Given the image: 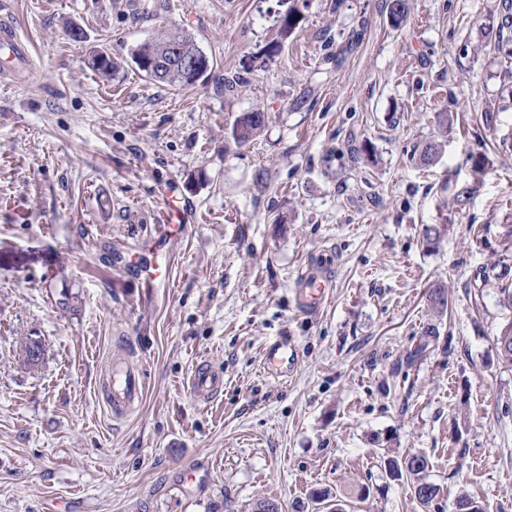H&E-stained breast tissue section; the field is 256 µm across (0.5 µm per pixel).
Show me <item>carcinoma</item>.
<instances>
[{
    "label": "carcinoma",
    "instance_id": "carcinoma-1",
    "mask_svg": "<svg viewBox=\"0 0 512 512\" xmlns=\"http://www.w3.org/2000/svg\"><path fill=\"white\" fill-rule=\"evenodd\" d=\"M388 10L392 26H401L408 13L406 0H389ZM300 16V6L288 10L280 29L282 38H288L295 31L300 22ZM172 44L182 45L198 53L199 62L205 68V76H210L214 68L213 59L198 46L194 36L182 30H171L155 39L138 44L131 52V62L146 78L158 85L178 88L195 86L194 74L178 66L171 65L160 71L142 64L144 60L151 61L157 58L167 46ZM89 63L93 69L106 76L112 75L118 69L117 64L104 52L91 55ZM266 122L265 113L246 112L234 121L231 138L237 144H247L260 134ZM416 154L420 165L431 166L438 161L442 154V142L430 138L418 146ZM449 228L448 224H425L422 226L421 232L424 241L433 245L448 235ZM429 302L431 308L438 315H443L448 306L447 287L443 284L433 286L429 293ZM496 349L499 359L505 364L512 365V320L502 327L496 337ZM429 466L428 457L420 453H415L404 461L393 458L385 460L386 473L394 480L405 479L409 483L411 495L425 509L431 506L438 495L436 485L426 480L425 473Z\"/></svg>",
    "mask_w": 512,
    "mask_h": 512
}]
</instances>
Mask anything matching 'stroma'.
I'll return each instance as SVG.
<instances>
[{
  "label": "stroma",
  "mask_w": 512,
  "mask_h": 512,
  "mask_svg": "<svg viewBox=\"0 0 512 512\" xmlns=\"http://www.w3.org/2000/svg\"><path fill=\"white\" fill-rule=\"evenodd\" d=\"M291 4L0 0L30 48L0 77V512H315V490L346 512H421L384 469L413 453L439 489L430 512L463 496L512 512V366L496 353L512 319L497 303L512 273V0H407L397 28L388 0H309L284 39ZM179 28L215 61L205 84L125 65ZM95 50L120 61L114 76L91 68ZM254 111L264 130L236 145L234 120ZM442 112L443 155L419 169ZM425 224L450 232L430 248ZM325 254L329 301L301 315L297 279ZM155 263L161 287L142 288ZM280 336L299 352L285 379L262 371ZM116 355L145 383L118 419ZM201 363L224 376L207 403L189 387Z\"/></svg>",
  "instance_id": "obj_1"
}]
</instances>
